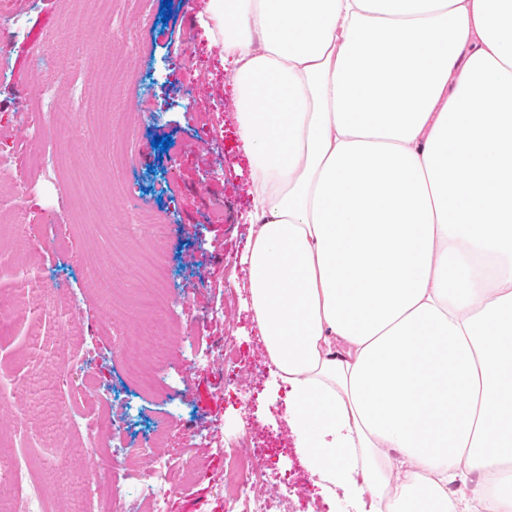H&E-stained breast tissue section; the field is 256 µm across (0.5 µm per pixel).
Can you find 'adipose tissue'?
I'll use <instances>...</instances> for the list:
<instances>
[{"mask_svg":"<svg viewBox=\"0 0 512 512\" xmlns=\"http://www.w3.org/2000/svg\"><path fill=\"white\" fill-rule=\"evenodd\" d=\"M209 13L251 304L310 469L358 512H512V0Z\"/></svg>","mask_w":512,"mask_h":512,"instance_id":"obj_1","label":"adipose tissue"}]
</instances>
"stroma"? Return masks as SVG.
<instances>
[{
    "mask_svg": "<svg viewBox=\"0 0 512 512\" xmlns=\"http://www.w3.org/2000/svg\"><path fill=\"white\" fill-rule=\"evenodd\" d=\"M65 0H0V20L19 19L7 54L0 55V116L23 118L37 100L33 85L55 83L59 111L73 105L60 80L82 74L86 122L76 123L55 144L52 176L22 166L12 177L26 181L27 195L0 196V210L27 208L33 219L24 240L0 230V313L12 321L0 336V389L14 399L0 403V430L23 422L27 433L13 452L41 460L38 479L52 512H89L88 485L123 484L121 471H87L80 434L67 439L70 455L55 464V422L74 405L85 382L110 400L122 423V439L135 443L157 426L165 434L160 451L190 457L199 476L176 490L168 512H232L224 494L230 460L223 442L251 431L264 435L269 491L285 512H356L341 490L322 495L315 476L296 451L284 418L283 391L272 371H256L268 354L254 321L247 267L241 258L257 227L251 209V172L236 134L232 67L224 42L212 35L208 0H172L161 22V0H117L114 17L122 35L107 36L101 23L81 12H66ZM179 53H169V39ZM125 112L127 124L113 123L112 135L129 136L126 160L106 158L98 132L107 113ZM214 130L204 139L205 130ZM170 136L167 151L154 137ZM70 193L72 207L57 206ZM166 217L172 227L164 246L171 267L174 305L169 321L187 328L192 353L174 348L164 370L165 386L146 388L140 369L149 360L138 343L140 320L123 299L143 288L131 242L138 228L126 217L128 197ZM79 299L70 317L45 310V287ZM232 337L242 390L226 388L224 369L211 362L224 337ZM69 372H49L60 358Z\"/></svg>",
    "mask_w": 512,
    "mask_h": 512,
    "instance_id": "35a3bbf8",
    "label": "stroma"
}]
</instances>
